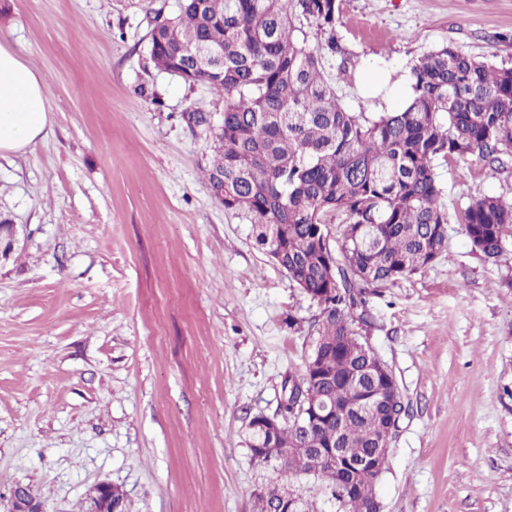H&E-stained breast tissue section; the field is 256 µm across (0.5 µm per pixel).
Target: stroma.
<instances>
[{
	"instance_id": "1",
	"label": "stroma",
	"mask_w": 512,
	"mask_h": 512,
	"mask_svg": "<svg viewBox=\"0 0 512 512\" xmlns=\"http://www.w3.org/2000/svg\"><path fill=\"white\" fill-rule=\"evenodd\" d=\"M177 0H0V38L44 74L50 124L0 157V512L15 485L46 512L120 488L127 512H254L273 471L249 449L279 414L318 309L225 211L215 156L189 112L222 95L159 72L155 14ZM343 54L325 59L347 107L361 67L401 70L448 44L512 67V0H341ZM444 258L367 295V337L409 407L377 492L383 512H512V237L499 262L462 231L473 199L512 203V156L437 161Z\"/></svg>"
}]
</instances>
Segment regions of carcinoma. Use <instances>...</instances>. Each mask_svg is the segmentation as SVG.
I'll return each mask as SVG.
<instances>
[{"label":"carcinoma","instance_id":"cac0c4a2","mask_svg":"<svg viewBox=\"0 0 512 512\" xmlns=\"http://www.w3.org/2000/svg\"><path fill=\"white\" fill-rule=\"evenodd\" d=\"M340 0H181L178 14L155 15L154 67L180 72L224 95L218 122L206 112L188 120L211 128L215 159L205 175L224 183V210L253 226L264 252L319 310L305 368L285 381L288 414L267 440L252 433L251 454L307 448L315 476L343 512H367L366 501L333 484L336 449L373 455L381 412L353 407L349 379L369 391L368 344L353 329L366 320L367 290L393 283L447 252L448 214L435 162L476 154L489 166L512 149V67L478 60L450 45L408 66L412 97L394 112H352L324 75V59L341 52ZM323 36L315 47L296 22ZM344 217L337 248L327 224ZM472 246L496 262L512 233V204L496 196L472 200L462 217ZM332 405L334 417L307 432L302 407ZM271 465L276 481L253 493L257 512H276V491L290 475L310 474L303 456ZM357 472L370 492L387 469Z\"/></svg>","mask_w":512,"mask_h":512}]
</instances>
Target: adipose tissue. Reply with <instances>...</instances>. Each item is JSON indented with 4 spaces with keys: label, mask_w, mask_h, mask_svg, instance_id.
I'll use <instances>...</instances> for the list:
<instances>
[{
    "label": "adipose tissue",
    "mask_w": 512,
    "mask_h": 512,
    "mask_svg": "<svg viewBox=\"0 0 512 512\" xmlns=\"http://www.w3.org/2000/svg\"><path fill=\"white\" fill-rule=\"evenodd\" d=\"M50 91L20 51L0 40V156L40 142L49 124Z\"/></svg>",
    "instance_id": "adipose-tissue-1"
}]
</instances>
